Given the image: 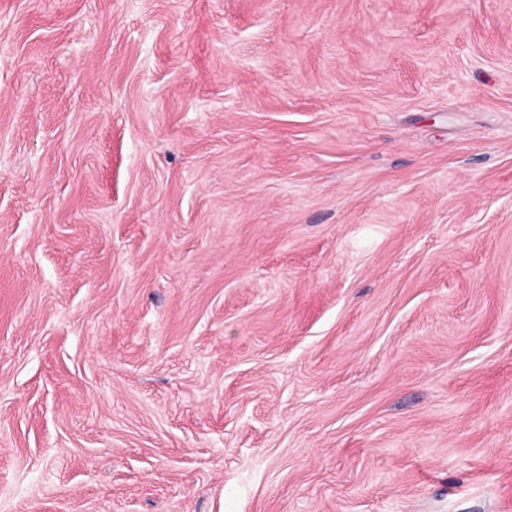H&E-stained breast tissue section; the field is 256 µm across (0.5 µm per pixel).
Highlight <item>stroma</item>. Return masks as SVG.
Instances as JSON below:
<instances>
[{
	"instance_id": "obj_1",
	"label": "stroma",
	"mask_w": 512,
	"mask_h": 512,
	"mask_svg": "<svg viewBox=\"0 0 512 512\" xmlns=\"http://www.w3.org/2000/svg\"><path fill=\"white\" fill-rule=\"evenodd\" d=\"M0 512H512V0H0Z\"/></svg>"
}]
</instances>
